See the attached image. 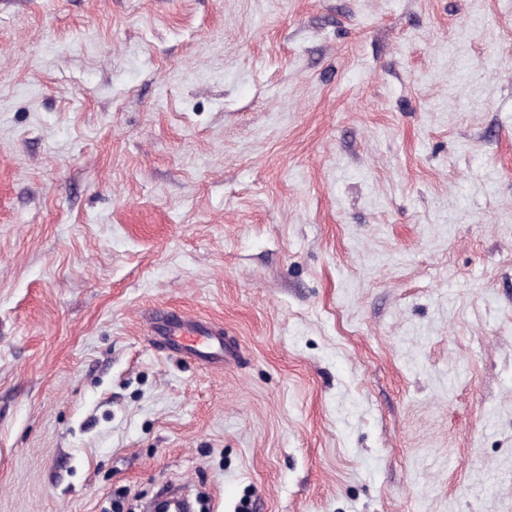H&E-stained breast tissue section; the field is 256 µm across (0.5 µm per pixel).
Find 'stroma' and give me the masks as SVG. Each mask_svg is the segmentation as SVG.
I'll use <instances>...</instances> for the list:
<instances>
[{
    "mask_svg": "<svg viewBox=\"0 0 512 512\" xmlns=\"http://www.w3.org/2000/svg\"><path fill=\"white\" fill-rule=\"evenodd\" d=\"M173 483L512 512V0H0V512ZM152 332L170 337L175 346L187 349L203 362H224V346L201 320L172 314L167 310L156 311Z\"/></svg>",
    "mask_w": 512,
    "mask_h": 512,
    "instance_id": "obj_1",
    "label": "stroma"
}]
</instances>
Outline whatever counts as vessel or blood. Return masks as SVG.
Instances as JSON below:
<instances>
[{
    "label": "vessel or blood",
    "instance_id": "obj_1",
    "mask_svg": "<svg viewBox=\"0 0 512 512\" xmlns=\"http://www.w3.org/2000/svg\"><path fill=\"white\" fill-rule=\"evenodd\" d=\"M152 331L170 337L175 346L187 349L201 361L219 362L224 358L221 342L203 321L162 310L154 314Z\"/></svg>",
    "mask_w": 512,
    "mask_h": 512
}]
</instances>
